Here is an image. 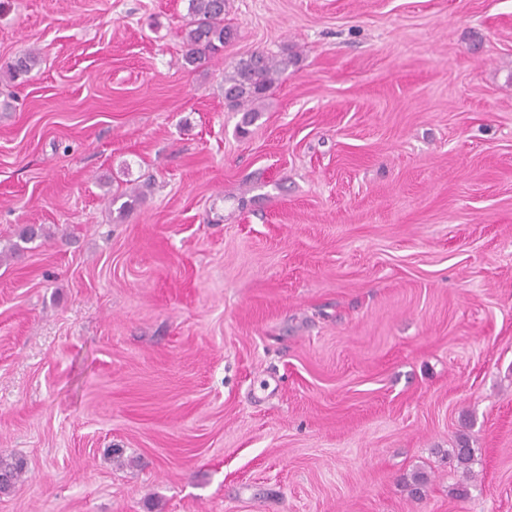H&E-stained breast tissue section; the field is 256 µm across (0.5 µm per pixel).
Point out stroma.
Here are the masks:
<instances>
[{
	"mask_svg": "<svg viewBox=\"0 0 512 512\" xmlns=\"http://www.w3.org/2000/svg\"><path fill=\"white\" fill-rule=\"evenodd\" d=\"M187 13L0 0V512H512V0ZM227 0H188L189 20L183 36V59L189 66L213 58L230 39L224 25ZM291 57H273L255 53L240 59L224 75V100L243 112H259L255 105L266 96L279 75L288 69ZM23 473V463L13 457L0 456V492H8L20 481Z\"/></svg>",
	"mask_w": 512,
	"mask_h": 512,
	"instance_id": "35a3bbf8",
	"label": "stroma"
}]
</instances>
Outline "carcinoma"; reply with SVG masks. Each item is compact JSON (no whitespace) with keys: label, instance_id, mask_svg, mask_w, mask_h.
Masks as SVG:
<instances>
[{"label":"carcinoma","instance_id":"obj_1","mask_svg":"<svg viewBox=\"0 0 512 512\" xmlns=\"http://www.w3.org/2000/svg\"><path fill=\"white\" fill-rule=\"evenodd\" d=\"M228 0H188L189 20L183 36V59L194 66L210 59L224 49L231 31L224 25V14ZM39 52L25 51L9 67L14 78L28 73L38 62ZM291 59L255 53L240 59L231 72L224 75V100L229 106L243 112L257 111L256 104L266 96L279 75L288 69ZM474 449L469 441L462 439L449 451L463 473L471 474ZM23 463L13 457L0 456V492L5 493L20 481Z\"/></svg>","mask_w":512,"mask_h":512}]
</instances>
